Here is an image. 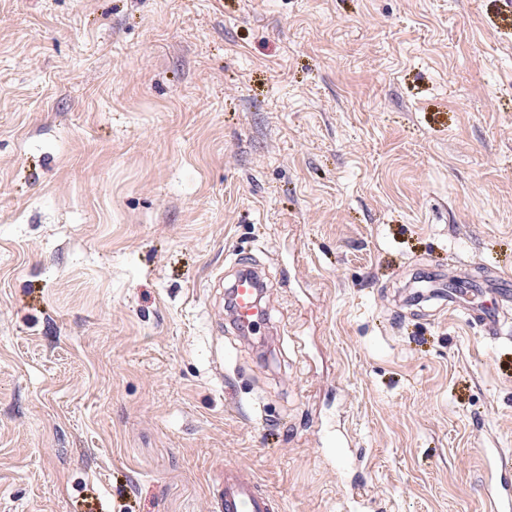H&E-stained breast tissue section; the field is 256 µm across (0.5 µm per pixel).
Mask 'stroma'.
<instances>
[{
  "mask_svg": "<svg viewBox=\"0 0 512 512\" xmlns=\"http://www.w3.org/2000/svg\"><path fill=\"white\" fill-rule=\"evenodd\" d=\"M450 270L512 274L502 0H0V512H482L512 302L403 307ZM262 285L260 275L252 269L238 270L232 290V315L237 328L255 334L266 322L268 312L259 302L257 289ZM453 304H457L456 306L462 309L463 317L467 323L474 324V322H478L487 336H497L500 333L498 315L482 312L481 318L476 320L473 318L471 308L463 305L461 300L456 301ZM209 507L216 512H276L279 508L254 478L234 465H225Z\"/></svg>",
  "mask_w": 512,
  "mask_h": 512,
  "instance_id": "1",
  "label": "stroma"
}]
</instances>
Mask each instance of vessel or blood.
<instances>
[{"label":"vessel or blood","instance_id":"1","mask_svg":"<svg viewBox=\"0 0 512 512\" xmlns=\"http://www.w3.org/2000/svg\"><path fill=\"white\" fill-rule=\"evenodd\" d=\"M261 284L260 275L247 268L237 273L231 286L233 320L242 331L256 332L268 317L257 295ZM481 454L492 466V483L483 491L485 512H512V453L502 448H485ZM209 507L211 512H276L278 505L254 478L228 465Z\"/></svg>","mask_w":512,"mask_h":512}]
</instances>
